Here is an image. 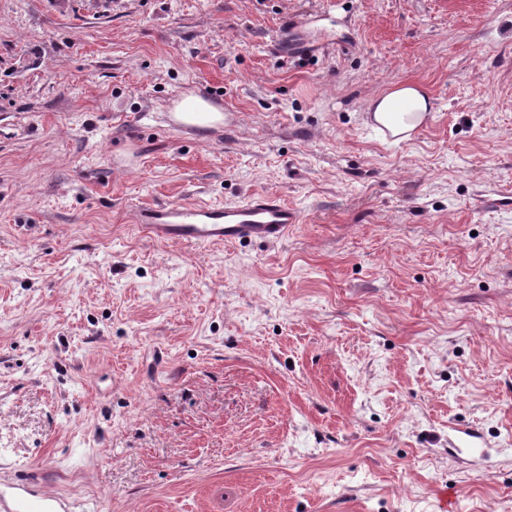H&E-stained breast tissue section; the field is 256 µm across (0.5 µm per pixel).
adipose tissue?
I'll return each mask as SVG.
<instances>
[{
	"instance_id": "obj_1",
	"label": "adipose tissue",
	"mask_w": 512,
	"mask_h": 512,
	"mask_svg": "<svg viewBox=\"0 0 512 512\" xmlns=\"http://www.w3.org/2000/svg\"><path fill=\"white\" fill-rule=\"evenodd\" d=\"M369 110L377 130L403 141L410 139L425 122L430 104L419 86L406 84L383 91L371 101ZM171 118L176 123L201 129L214 128L224 122L223 112L193 93L175 104Z\"/></svg>"
}]
</instances>
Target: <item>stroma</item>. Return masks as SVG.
Segmentation results:
<instances>
[{
	"instance_id": "35a3bbf8",
	"label": "stroma",
	"mask_w": 512,
	"mask_h": 512,
	"mask_svg": "<svg viewBox=\"0 0 512 512\" xmlns=\"http://www.w3.org/2000/svg\"><path fill=\"white\" fill-rule=\"evenodd\" d=\"M399 83L405 141L367 114ZM257 193L281 242L133 227ZM0 483L512 512V0H0ZM431 109L423 90L414 84L395 86L383 91L369 105L376 128L398 141L408 140L425 122ZM175 123L201 129L215 128L224 123V113L196 94L184 95L170 114Z\"/></svg>"
}]
</instances>
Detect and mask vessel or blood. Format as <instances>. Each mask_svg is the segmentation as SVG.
Wrapping results in <instances>:
<instances>
[{
    "label": "vessel or blood",
    "instance_id": "1",
    "mask_svg": "<svg viewBox=\"0 0 512 512\" xmlns=\"http://www.w3.org/2000/svg\"><path fill=\"white\" fill-rule=\"evenodd\" d=\"M297 210L273 194H255L234 205H156L137 210L134 223L149 238L188 245L250 242L276 243L284 239ZM0 512H65L61 498L34 495L23 484L0 489Z\"/></svg>",
    "mask_w": 512,
    "mask_h": 512
}]
</instances>
